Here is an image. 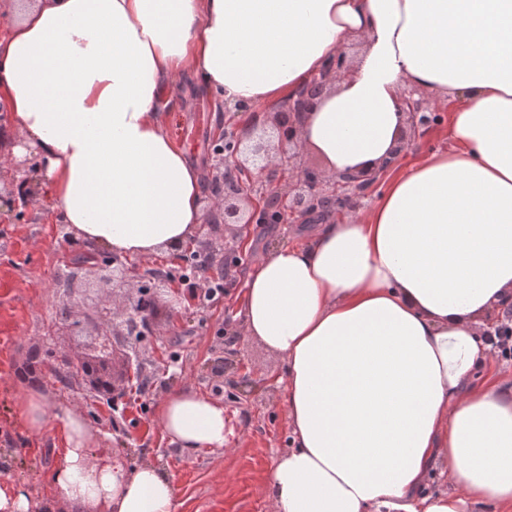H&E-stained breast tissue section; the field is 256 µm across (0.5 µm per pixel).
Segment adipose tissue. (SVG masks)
I'll return each instance as SVG.
<instances>
[{
    "mask_svg": "<svg viewBox=\"0 0 512 512\" xmlns=\"http://www.w3.org/2000/svg\"><path fill=\"white\" fill-rule=\"evenodd\" d=\"M352 40L358 59L299 131L326 172L388 158L412 88L447 110L448 146L255 261L242 330L285 362L292 435L265 492L274 512H512V386L473 380L512 305V0H23L0 39V140L75 240L150 259L203 222L164 76L259 108ZM156 419L188 454L226 442L223 403L190 390ZM56 422L53 483L76 512H176L160 467L124 468L74 411ZM435 470L446 488L428 489Z\"/></svg>",
    "mask_w": 512,
    "mask_h": 512,
    "instance_id": "ef3b65f1",
    "label": "adipose tissue"
}]
</instances>
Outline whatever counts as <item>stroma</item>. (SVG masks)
<instances>
[{
  "label": "stroma",
  "mask_w": 512,
  "mask_h": 512,
  "mask_svg": "<svg viewBox=\"0 0 512 512\" xmlns=\"http://www.w3.org/2000/svg\"><path fill=\"white\" fill-rule=\"evenodd\" d=\"M176 82L180 91L167 100L173 132L189 162L200 168L207 195L216 176L215 145L236 126L238 114L194 74H181ZM53 214L47 204L0 215V482L21 484L33 500L51 501L55 512H65L53 487L63 444L54 426L34 433L18 417L15 407L29 389L16 368L34 345L56 356L80 355L88 337L72 334L70 314L94 315V298L109 286L95 271L82 272L70 288L58 283L57 272L69 265L75 249ZM310 230L288 212L279 224L247 225L207 272L211 279L230 277L232 288L203 305L180 294L164 298L146 339L136 345L144 359L138 376L145 387L124 415L113 414L105 399L78 383L61 384L49 362L41 392L50 413L76 410L126 467L158 463L173 479L177 512H272L262 488L274 460L290 445L283 406L286 369L281 358L242 336L239 311L256 257L284 244H303ZM221 355L232 362L231 370H216ZM244 376L250 380L246 388L239 384ZM178 389L223 403L227 447L188 457L169 443L154 408L165 393Z\"/></svg>",
  "instance_id": "stroma-1"
}]
</instances>
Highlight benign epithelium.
Listing matches in <instances>:
<instances>
[{"instance_id":"benign-epithelium-1","label":"benign epithelium","mask_w":512,"mask_h":512,"mask_svg":"<svg viewBox=\"0 0 512 512\" xmlns=\"http://www.w3.org/2000/svg\"><path fill=\"white\" fill-rule=\"evenodd\" d=\"M347 67L346 53L342 52L327 64L323 79L311 81L299 92L288 105V112L274 114L269 122L255 119L226 136L230 150L215 155V168L220 171L216 181L222 189L213 190L204 206L208 216L205 249L210 255L227 248L229 238L234 236V227L239 224L281 223L279 205L284 201L288 202L291 214L299 219L318 208L355 209L361 205L367 189L376 182L377 174L330 179L318 169L297 165V155L292 153L299 147L297 132L304 114ZM404 103L409 115V134L395 149L393 159L385 163L387 168L416 145L417 136L428 133L434 125L435 109L411 94L404 97ZM283 165L295 170L294 180L286 185L277 178V171ZM246 169L263 177L260 187L269 196L268 207L259 211L249 206V198L238 185V173ZM220 224L224 225V236L218 238L215 233ZM139 293L140 289H131L119 310L114 308L110 296L99 298L97 332L90 335L79 365L84 388L93 391L107 388L113 393L124 387L130 356L126 349L115 346L112 338L126 335L127 326L132 321H151V317L143 315L138 308ZM17 374L33 387L41 385L45 377L43 369L28 359L19 366Z\"/></svg>"}]
</instances>
